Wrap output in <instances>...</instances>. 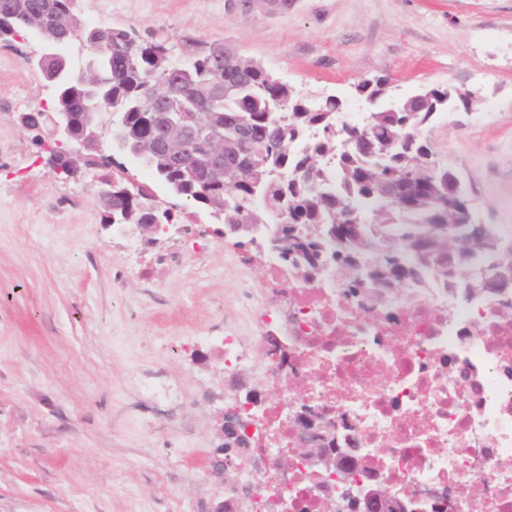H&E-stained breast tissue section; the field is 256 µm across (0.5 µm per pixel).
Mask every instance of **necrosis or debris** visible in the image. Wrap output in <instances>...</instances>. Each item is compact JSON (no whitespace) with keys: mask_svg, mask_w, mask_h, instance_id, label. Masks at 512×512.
Here are the masks:
<instances>
[{"mask_svg":"<svg viewBox=\"0 0 512 512\" xmlns=\"http://www.w3.org/2000/svg\"><path fill=\"white\" fill-rule=\"evenodd\" d=\"M332 274L296 284L287 311L255 312L269 335H284L286 357L256 369L257 382L282 386L261 412L272 446L255 447L239 480L237 512H322L323 493L296 463L288 481L268 482L272 448L292 446L294 421L283 403L331 412L356 439L369 475L392 491L424 498L425 512H470L465 489L478 484L481 512H512V318L499 309L512 294L468 300L461 287L432 281L411 301L339 310Z\"/></svg>","mask_w":512,"mask_h":512,"instance_id":"4bbe7bcc","label":"necrosis or debris"}]
</instances>
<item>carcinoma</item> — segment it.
Returning <instances> with one entry per match:
<instances>
[{
  "mask_svg": "<svg viewBox=\"0 0 512 512\" xmlns=\"http://www.w3.org/2000/svg\"><path fill=\"white\" fill-rule=\"evenodd\" d=\"M64 0H0V12L31 21L51 19ZM103 57L116 60L103 101L120 113L128 136L152 140L143 158L154 177L174 183L197 207L224 203V223L242 220L288 247V278L310 282L325 266L339 270L344 291L371 305L398 288L430 278L461 283L471 299L494 298L512 282L472 275L484 263L512 271V245L493 224H466L448 209L457 171L434 163L422 129L439 112L463 107L448 89L420 90L398 102L392 81L365 80L356 92L371 111L363 137L348 142L338 126L342 104L311 99L261 63L222 42H203L185 71L170 65V48L138 30L114 27ZM224 95L207 97L214 70ZM195 112L203 122L186 131L184 167L148 127L154 105ZM224 137V178L210 176V145Z\"/></svg>",
  "mask_w": 512,
  "mask_h": 512,
  "instance_id": "carcinoma-1",
  "label": "carcinoma"
}]
</instances>
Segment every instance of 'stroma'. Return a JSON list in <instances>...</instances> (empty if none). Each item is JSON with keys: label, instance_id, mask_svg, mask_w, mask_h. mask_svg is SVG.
<instances>
[{"label": "stroma", "instance_id": "obj_1", "mask_svg": "<svg viewBox=\"0 0 512 512\" xmlns=\"http://www.w3.org/2000/svg\"><path fill=\"white\" fill-rule=\"evenodd\" d=\"M84 18L166 41L173 59L221 41L304 93L341 98L390 77L402 96L425 86L474 93L424 130L466 185L475 220L512 241V0H292L288 11L225 0H81ZM28 36L0 47V512H211L221 413L236 377L205 337L232 328L266 356L249 286L276 304L269 263L196 229L150 240L102 223L101 185L57 175L21 113L53 105L23 64ZM170 389L152 400L143 382Z\"/></svg>", "mask_w": 512, "mask_h": 512}]
</instances>
